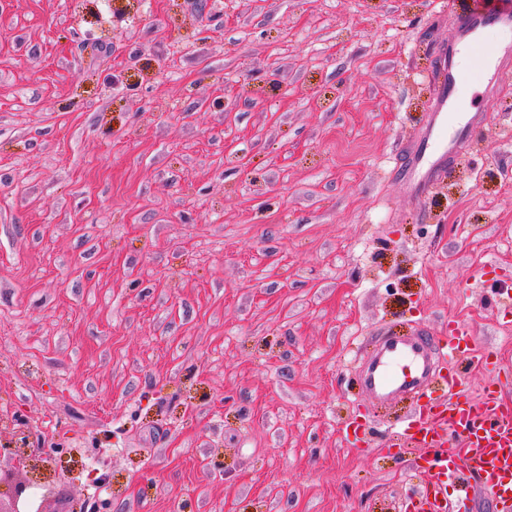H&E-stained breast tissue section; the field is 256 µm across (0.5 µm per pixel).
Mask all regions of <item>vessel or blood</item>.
Segmentation results:
<instances>
[{
    "instance_id": "b4317fda",
    "label": "vessel or blood",
    "mask_w": 512,
    "mask_h": 512,
    "mask_svg": "<svg viewBox=\"0 0 512 512\" xmlns=\"http://www.w3.org/2000/svg\"><path fill=\"white\" fill-rule=\"evenodd\" d=\"M492 30L512 33V0H472L457 17L452 46L440 48L435 58L433 122L425 141L400 165L411 197L422 196L450 173L463 154L464 133L480 123L478 113L464 111L459 91L494 94L512 84V44L489 40ZM462 354L481 367L491 364L488 355L470 347L464 328L452 326L443 338L426 329L383 337L357 370L371 408L403 398L415 403L407 441L420 449L419 459L434 479L412 493L404 512H470L469 472L499 512H512V404L500 400L491 385L472 397L464 377L450 366ZM437 382L447 395H433Z\"/></svg>"
}]
</instances>
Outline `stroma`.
<instances>
[{"label": "stroma", "instance_id": "obj_1", "mask_svg": "<svg viewBox=\"0 0 512 512\" xmlns=\"http://www.w3.org/2000/svg\"><path fill=\"white\" fill-rule=\"evenodd\" d=\"M467 0H0V448L46 512H401L375 337L453 323L512 402V89L420 204Z\"/></svg>", "mask_w": 512, "mask_h": 512}]
</instances>
